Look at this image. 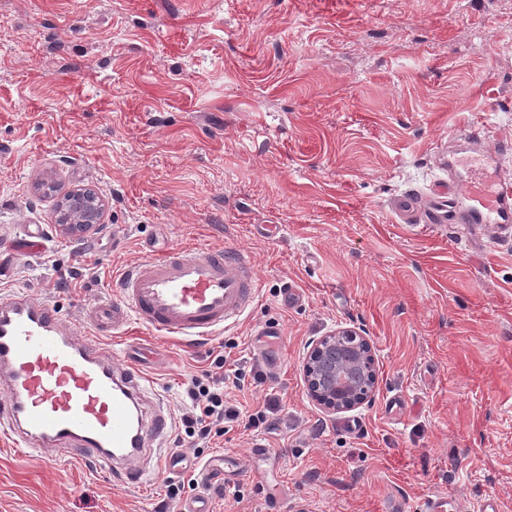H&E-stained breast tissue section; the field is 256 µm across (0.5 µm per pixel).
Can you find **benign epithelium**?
<instances>
[{"label": "benign epithelium", "mask_w": 512, "mask_h": 512, "mask_svg": "<svg viewBox=\"0 0 512 512\" xmlns=\"http://www.w3.org/2000/svg\"><path fill=\"white\" fill-rule=\"evenodd\" d=\"M103 204L96 192L78 189L67 192L58 210L61 234L79 237L103 221ZM371 359L367 338L351 328H341L312 341L305 365L311 397L330 411L343 412L371 400L368 384Z\"/></svg>", "instance_id": "7a95c632"}]
</instances>
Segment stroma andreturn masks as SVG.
I'll return each instance as SVG.
<instances>
[{"label":"stroma","mask_w":512,"mask_h":512,"mask_svg":"<svg viewBox=\"0 0 512 512\" xmlns=\"http://www.w3.org/2000/svg\"><path fill=\"white\" fill-rule=\"evenodd\" d=\"M464 126L512 139V0H0V250L46 234L0 298L77 318L149 256L241 249L259 298L237 324L188 342L132 323L103 344L156 353L175 434L222 355L265 377L227 386L243 410L280 401L276 429L177 447L182 470L141 487L0 435V512H157L178 481L212 512H421L434 494L512 512V236L390 210L447 180ZM80 188L104 222L72 239L57 205ZM343 327L369 338L376 390L333 415L303 365ZM226 451L239 500L195 484Z\"/></svg>","instance_id":"obj_1"}]
</instances>
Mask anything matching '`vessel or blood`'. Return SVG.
<instances>
[{"mask_svg": "<svg viewBox=\"0 0 512 512\" xmlns=\"http://www.w3.org/2000/svg\"><path fill=\"white\" fill-rule=\"evenodd\" d=\"M470 162L448 157V183L429 204L415 195L391 208L407 224H478L512 227V185L484 138L471 132ZM119 298L102 301L83 317L64 318L47 300L23 292L0 299V434L45 462L66 461L108 470L140 483L168 433L166 405L146 383L145 357L127 347L113 362L102 333L120 334L129 321L163 336L209 338L234 323L258 299L248 255L235 248L197 252L173 248L141 262L118 279ZM237 459L199 471L202 483L240 476Z\"/></svg>", "mask_w": 512, "mask_h": 512, "instance_id": "vessel-or-blood-1", "label": "vessel or blood"}]
</instances>
